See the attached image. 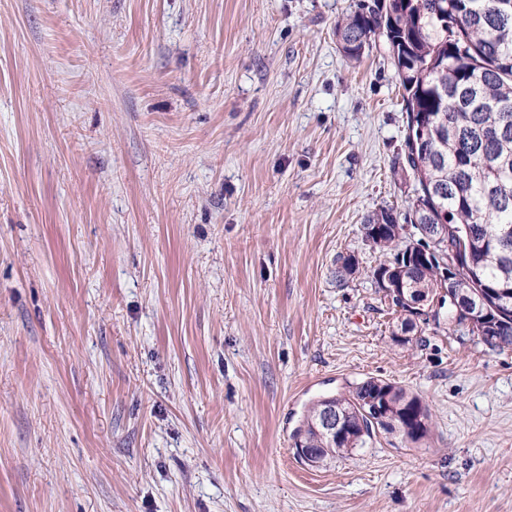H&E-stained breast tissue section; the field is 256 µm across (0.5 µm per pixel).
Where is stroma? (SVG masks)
I'll return each instance as SVG.
<instances>
[{
  "label": "stroma",
  "instance_id": "1",
  "mask_svg": "<svg viewBox=\"0 0 512 512\" xmlns=\"http://www.w3.org/2000/svg\"><path fill=\"white\" fill-rule=\"evenodd\" d=\"M358 2L0 0V512H512V350L394 344L369 276L415 180ZM371 377L428 438L299 460Z\"/></svg>",
  "mask_w": 512,
  "mask_h": 512
}]
</instances>
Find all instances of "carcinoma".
Masks as SVG:
<instances>
[{"instance_id": "obj_1", "label": "carcinoma", "mask_w": 512, "mask_h": 512, "mask_svg": "<svg viewBox=\"0 0 512 512\" xmlns=\"http://www.w3.org/2000/svg\"><path fill=\"white\" fill-rule=\"evenodd\" d=\"M345 57L359 59L382 38L401 89L406 130L424 124L422 144L406 137L404 160L415 176L414 224H445L436 243L417 240L446 260L456 249L459 288L448 321L475 334L456 315L457 307L484 305V317L497 331L481 341L491 350L512 349V0H360L336 23ZM368 245L385 256L371 271L389 276L413 302L442 297L446 306L450 269L408 256L406 227L391 209H381L363 225ZM398 313L392 341L406 345L418 333L411 307L394 298ZM378 401L387 418L363 413L365 401ZM349 427L324 449L315 425L324 398L312 402L293 434V447L316 448L324 462L362 448L374 432L397 431L412 442L428 437L430 414L418 395L382 379L369 378L348 392L331 396Z\"/></svg>"}]
</instances>
